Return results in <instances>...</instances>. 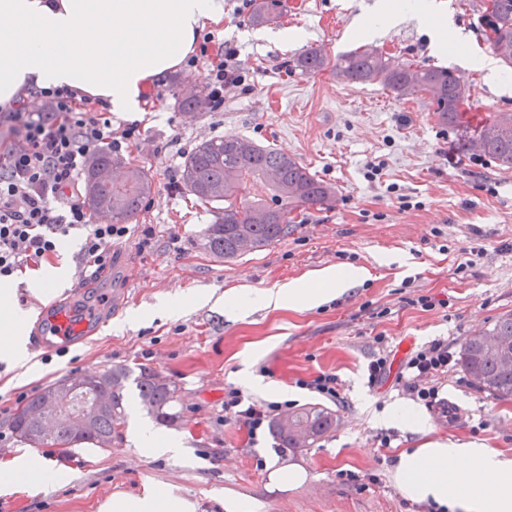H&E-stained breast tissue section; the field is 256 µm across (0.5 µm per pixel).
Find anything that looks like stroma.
<instances>
[{
	"instance_id": "stroma-1",
	"label": "stroma",
	"mask_w": 512,
	"mask_h": 512,
	"mask_svg": "<svg viewBox=\"0 0 512 512\" xmlns=\"http://www.w3.org/2000/svg\"><path fill=\"white\" fill-rule=\"evenodd\" d=\"M223 2V20L202 34L237 49L246 83L225 90L224 107L215 112L182 108L189 67L151 88L145 112L132 119L143 140L128 158L150 170L153 192L129 235L115 243L111 269L90 277L80 255L84 233L77 230L51 262L14 278L20 309L45 287L49 301L99 307L98 331L64 353L36 351L37 371L20 382L0 360V461L30 453L11 423L32 395L59 379L119 365L153 368L176 385L179 419L158 430L182 440L186 453L139 454L133 432L148 416L133 405L111 447L43 449L72 468V479L39 490L0 484V512H96L115 491L158 483L178 486L202 512H220L228 493L256 501L258 512H424L390 478L401 450L428 438L512 450V399L479 389L456 361L436 385L440 398L462 408L461 426L432 421L419 434L379 420L387 407L410 399L400 381V347L414 352L440 339L456 352L467 337L512 313V170L470 149L489 115L512 112V92L487 84L476 67L477 57L489 53L478 21L482 0H436L461 32L450 51L436 49L429 29L411 17L367 39L352 37V23L375 0H287L260 39L238 17V0ZM284 29L304 37L286 45L272 40ZM361 46L452 69L470 94L461 121L439 125L424 95L399 97L329 69L307 74L294 66L311 47L336 55ZM228 136L295 157L335 185V207L298 215L292 233L265 250L232 261L204 251L202 232L214 216L172 178L195 144ZM144 224L154 237L142 250ZM473 247L482 253L471 260L466 253ZM328 267H362L368 276L314 308L254 306L231 317L192 300L205 290L252 297ZM115 290L122 294L117 308L103 302ZM169 296L187 298L183 314L158 313ZM424 297L432 306L421 305ZM380 356L391 367L372 385L368 365ZM321 372L339 378L336 401L299 388V380ZM228 387L258 405L288 389L289 410L317 405L334 414L336 425L310 448L278 451L272 435L251 444L242 425L222 418ZM384 435L391 438L385 447ZM293 462L307 470V481L269 487L270 468ZM343 471L356 481L341 480Z\"/></svg>"
}]
</instances>
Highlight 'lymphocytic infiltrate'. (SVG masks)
<instances>
[{"label": "lymphocytic infiltrate", "instance_id": "lymphocytic-infiltrate-1", "mask_svg": "<svg viewBox=\"0 0 512 512\" xmlns=\"http://www.w3.org/2000/svg\"><path fill=\"white\" fill-rule=\"evenodd\" d=\"M191 68L202 71L200 84L211 110L224 106V91L244 85L237 51L208 38ZM140 125L114 130L108 107L86 106L77 90L34 91L32 101L0 113V279L51 260L63 237L79 227L86 263L103 272L113 262L112 246L124 238V224L93 222L79 188L90 157L97 152L122 153L138 146ZM453 354L440 340L416 351L406 362V387L426 406L439 403L432 378L447 373ZM282 405L246 403L235 388L224 392V418L246 428L250 440L269 430Z\"/></svg>", "mask_w": 512, "mask_h": 512}]
</instances>
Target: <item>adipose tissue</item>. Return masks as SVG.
<instances>
[{"mask_svg":"<svg viewBox=\"0 0 512 512\" xmlns=\"http://www.w3.org/2000/svg\"><path fill=\"white\" fill-rule=\"evenodd\" d=\"M411 11L439 47L459 41L434 0H401L380 9L397 23ZM224 17L223 0H0V104L15 103L27 88L67 86L106 103L118 114L144 111L146 89L179 69L205 24ZM359 267H329L317 286L292 281L258 295L266 307L312 308L367 277ZM14 288L0 280V359L24 380L37 368L26 343L27 316L13 303ZM68 466L32 454L0 463V483L29 488L61 487ZM392 481L409 500L436 512H512V452L482 441L428 440L400 451ZM196 501L170 484L115 492L97 512H197Z\"/></svg>","mask_w":512,"mask_h":512,"instance_id":"ef3b65f1","label":"adipose tissue"}]
</instances>
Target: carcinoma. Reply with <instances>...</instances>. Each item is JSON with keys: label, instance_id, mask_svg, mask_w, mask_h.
Wrapping results in <instances>:
<instances>
[{"label": "carcinoma", "instance_id": "carcinoma-1", "mask_svg": "<svg viewBox=\"0 0 512 512\" xmlns=\"http://www.w3.org/2000/svg\"><path fill=\"white\" fill-rule=\"evenodd\" d=\"M276 0H255L251 22L260 25L276 18ZM479 24L493 29L500 38L512 42V0H492V11L481 12ZM303 72H317L328 67L341 79L380 84L399 95L406 87L412 93L430 90L436 94L438 122L444 126L457 123L461 110L458 101L469 97V90L454 71L446 67H422L376 50H355L330 56L322 48H311L296 61ZM249 144L242 154L237 145ZM482 154L504 170L512 169V113L495 112L483 123L478 134ZM122 160L110 153H98L85 172L83 202L93 213L103 211L107 221L128 224L141 212L153 187L150 170L127 163L126 180L115 184L102 180L99 173ZM277 175L273 183L269 174ZM180 187L201 204L214 209L215 220L203 231V248L209 253L233 259L240 256L238 241L248 239L251 251H260L293 231L292 214L314 207L330 208L336 203V187L312 173L295 158L271 147L259 145L243 136L205 139L184 157L179 174ZM264 214V220L256 218ZM512 337V313L498 317L482 335ZM460 365L481 390L498 398H512V368L487 350L481 338L471 336L460 349ZM110 394V407L96 413L89 429L80 436L62 422L54 430L41 434L26 417L27 410L44 402L46 391L34 395L17 412L13 431L30 448H74L91 445L105 448L121 435L127 408L134 400L158 422L174 423L177 412L176 387L150 367L131 370L109 368L103 380ZM335 425L333 414L318 406L297 409L288 414V422L273 421L275 437L282 448H305Z\"/></svg>", "mask_w": 512, "mask_h": 512}]
</instances>
